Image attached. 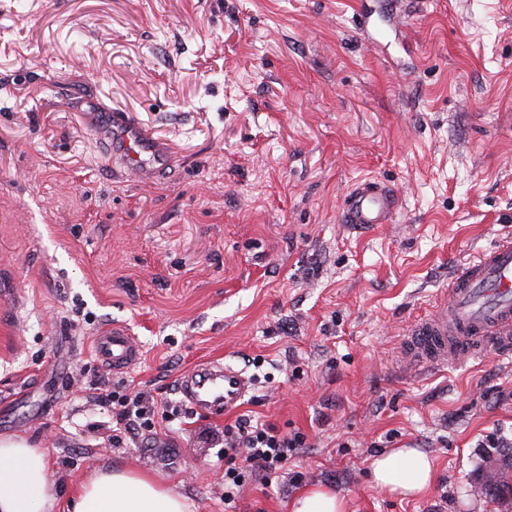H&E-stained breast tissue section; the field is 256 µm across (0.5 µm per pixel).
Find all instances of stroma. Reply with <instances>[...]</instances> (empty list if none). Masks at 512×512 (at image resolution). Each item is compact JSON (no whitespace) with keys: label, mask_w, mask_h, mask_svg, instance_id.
<instances>
[{"label":"stroma","mask_w":512,"mask_h":512,"mask_svg":"<svg viewBox=\"0 0 512 512\" xmlns=\"http://www.w3.org/2000/svg\"><path fill=\"white\" fill-rule=\"evenodd\" d=\"M121 107L170 151L143 182L87 115ZM394 188L393 223L341 224ZM512 234V0H0V436L44 449L63 496L95 467L176 485L191 512H505L471 486L512 448V358L407 371L402 342L456 272ZM121 326L128 370L95 341ZM205 359L255 387L190 408ZM153 398L128 431L104 392ZM304 438L224 500V428ZM416 448L422 496L374 486ZM398 206L397 193L383 182L370 178L346 194L341 222L358 226L389 224ZM371 470L376 486L404 497L424 493L434 479L432 459L416 448H396L378 456ZM289 512H346V503L335 490L313 485L288 503Z\"/></svg>","instance_id":"stroma-1"}]
</instances>
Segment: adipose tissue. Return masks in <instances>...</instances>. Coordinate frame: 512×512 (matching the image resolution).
I'll use <instances>...</instances> for the list:
<instances>
[{
    "mask_svg": "<svg viewBox=\"0 0 512 512\" xmlns=\"http://www.w3.org/2000/svg\"><path fill=\"white\" fill-rule=\"evenodd\" d=\"M379 488L409 497L427 491L432 459L415 448H397L371 463ZM58 487L43 449L21 436L0 437V512H55ZM67 512H190L186 497L149 474L93 469L74 486Z\"/></svg>",
    "mask_w": 512,
    "mask_h": 512,
    "instance_id": "1",
    "label": "adipose tissue"
}]
</instances>
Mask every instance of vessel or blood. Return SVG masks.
<instances>
[{"mask_svg": "<svg viewBox=\"0 0 512 512\" xmlns=\"http://www.w3.org/2000/svg\"><path fill=\"white\" fill-rule=\"evenodd\" d=\"M96 129L107 152L148 177L167 162L166 148L150 137L126 111L107 109ZM399 206L397 193L381 181L357 184L344 199L341 221L365 226L389 223ZM403 350L416 363H459L488 351H512V237L497 241L468 262L448 284L428 314L408 331ZM99 359L113 370L129 369L138 350L120 327L98 338ZM193 408L210 414L237 409L251 383L226 364L203 362L178 382Z\"/></svg>", "mask_w": 512, "mask_h": 512, "instance_id": "vessel-or-blood-1", "label": "vessel or blood"}]
</instances>
